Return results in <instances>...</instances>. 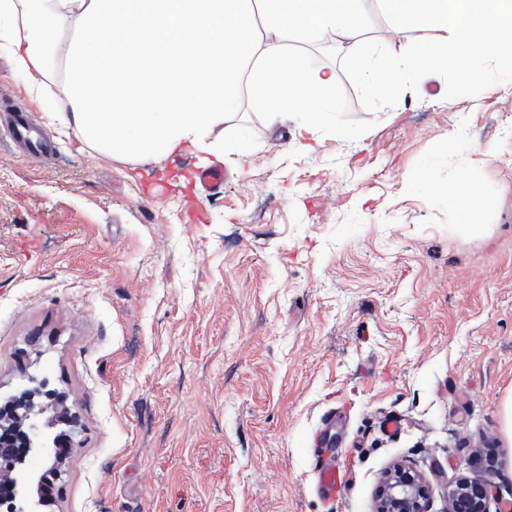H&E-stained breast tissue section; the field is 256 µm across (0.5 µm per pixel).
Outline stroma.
<instances>
[{"label": "stroma", "mask_w": 512, "mask_h": 512, "mask_svg": "<svg viewBox=\"0 0 512 512\" xmlns=\"http://www.w3.org/2000/svg\"><path fill=\"white\" fill-rule=\"evenodd\" d=\"M361 37L437 32L366 0ZM302 53L335 70L345 136L298 148L295 118L243 92L212 132L224 183L199 199L191 154L77 150L47 117L64 103L0 47V111L30 109L56 150L0 140V391L39 334L38 371L85 426L45 512H371L394 462L429 512L464 475L490 478L488 512L512 502V82L492 66L378 98L340 35ZM462 178L477 229L444 192ZM321 441L348 472L329 500Z\"/></svg>", "instance_id": "stroma-1"}]
</instances>
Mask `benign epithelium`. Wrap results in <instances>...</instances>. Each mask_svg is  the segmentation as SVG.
<instances>
[{
	"instance_id": "1",
	"label": "benign epithelium",
	"mask_w": 512,
	"mask_h": 512,
	"mask_svg": "<svg viewBox=\"0 0 512 512\" xmlns=\"http://www.w3.org/2000/svg\"><path fill=\"white\" fill-rule=\"evenodd\" d=\"M82 422L62 391L48 389L45 379L28 377L27 384L0 400V512H38L50 495L38 476L24 465L40 459L44 471L59 479L65 449L81 447ZM485 478L462 477L448 487L446 512H487ZM424 478L400 463L381 475L373 512H428Z\"/></svg>"
}]
</instances>
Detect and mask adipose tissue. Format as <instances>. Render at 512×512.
<instances>
[{
	"mask_svg": "<svg viewBox=\"0 0 512 512\" xmlns=\"http://www.w3.org/2000/svg\"><path fill=\"white\" fill-rule=\"evenodd\" d=\"M364 0H0V41L16 71L41 75L38 95L66 102L49 118L80 145L157 161L193 149L203 165L223 162L212 130L238 108L243 89L271 113L298 115L308 134L344 136L327 96L336 75L310 71L288 50L334 32L352 40V60L371 91L403 90L421 70L448 66L455 45L460 82L485 79L494 62L512 80V0H385L415 28L438 30L414 50L363 41ZM280 37L261 46L254 17ZM71 37L61 77L46 65L60 26Z\"/></svg>",
	"mask_w": 512,
	"mask_h": 512,
	"instance_id": "ef3b65f1",
	"label": "adipose tissue"
}]
</instances>
